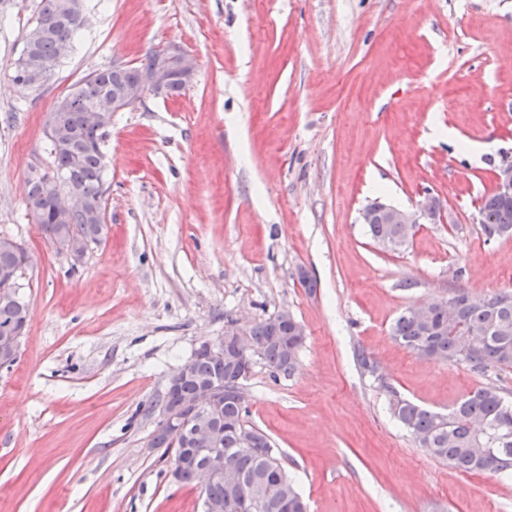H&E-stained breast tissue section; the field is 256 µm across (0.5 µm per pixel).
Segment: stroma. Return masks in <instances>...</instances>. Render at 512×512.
<instances>
[{
  "label": "stroma",
  "instance_id": "obj_1",
  "mask_svg": "<svg viewBox=\"0 0 512 512\" xmlns=\"http://www.w3.org/2000/svg\"><path fill=\"white\" fill-rule=\"evenodd\" d=\"M39 5L0 0V236L31 257L0 368V512H202L146 407L200 345L284 307L306 330L297 369L255 364L246 419L309 512H512V475L431 456L357 363L441 412L481 383L390 326L459 288L512 292V238L476 221L512 155V0H84L72 52L30 88L13 73ZM168 44L196 76L113 114L107 233L73 261L20 191L48 167V122L92 70ZM427 193L440 223L398 251L370 239L365 206ZM28 304L23 299H0V333L2 328L17 330L27 326ZM22 331L4 332L0 335V361H10L19 353Z\"/></svg>",
  "mask_w": 512,
  "mask_h": 512
}]
</instances>
